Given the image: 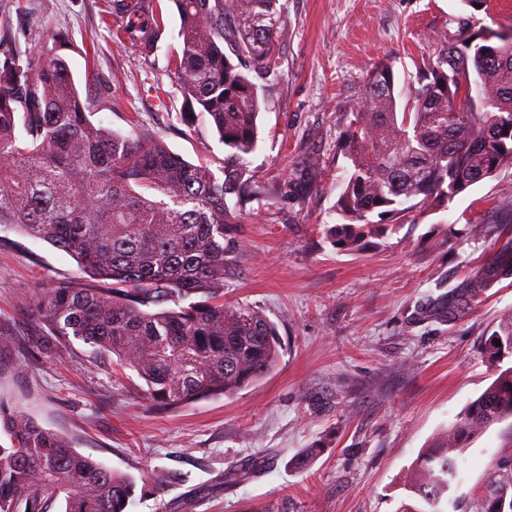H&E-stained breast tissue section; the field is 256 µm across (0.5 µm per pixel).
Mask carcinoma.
I'll return each instance as SVG.
<instances>
[{"mask_svg": "<svg viewBox=\"0 0 512 512\" xmlns=\"http://www.w3.org/2000/svg\"><path fill=\"white\" fill-rule=\"evenodd\" d=\"M179 49L168 71L184 95L182 120H208L224 145L222 176L192 164L147 131L128 136L92 120L55 34L0 61V230L74 257L81 275L54 283L36 312L64 352L78 341L99 362L135 372L157 408L232 396L277 365L275 325L251 307L224 305V240L237 207L265 193L249 156L262 101L250 73L274 72L278 0H173ZM118 41L153 50L165 30L159 0H110ZM451 52L396 91L392 65L367 76L345 130L351 168L336 208L333 245L358 251L397 216L449 201L512 168V38ZM230 53H225L224 48ZM512 278V242L471 289ZM498 339L501 345L493 340ZM490 361L512 357V313L485 338ZM512 418V366L469 402L417 460L399 512H445L465 441ZM168 479L115 472L40 427L0 397V512H128L136 492L165 493ZM512 500L504 470L482 512Z\"/></svg>", "mask_w": 512, "mask_h": 512, "instance_id": "obj_1", "label": "carcinoma"}]
</instances>
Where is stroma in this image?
Returning a JSON list of instances; mask_svg holds the SVG:
<instances>
[{
    "label": "stroma",
    "mask_w": 512,
    "mask_h": 512,
    "mask_svg": "<svg viewBox=\"0 0 512 512\" xmlns=\"http://www.w3.org/2000/svg\"><path fill=\"white\" fill-rule=\"evenodd\" d=\"M152 52L113 42L107 0H0L25 50L63 34L65 56L94 121L140 128L185 160L219 170L210 125L187 127L167 68L178 15ZM279 63L258 78L259 143L249 168L263 197L246 205L227 257L224 302L261 309L279 331L276 368L231 397L158 411L116 364L75 343L57 353L34 306L43 289L78 275L74 258L12 234L0 246V395L79 452L123 473L163 474L160 497L130 512H398L418 455L493 381L484 339L512 311V279L462 301L512 236L496 210L512 199V168L447 203L414 210L364 249L334 247L337 185L348 114L383 61L399 81L440 49L512 27V0H279ZM483 224L473 236L471 223ZM321 454L294 468L304 449ZM448 512H481L491 483L512 467V425L468 441Z\"/></svg>",
    "instance_id": "stroma-1"
}]
</instances>
